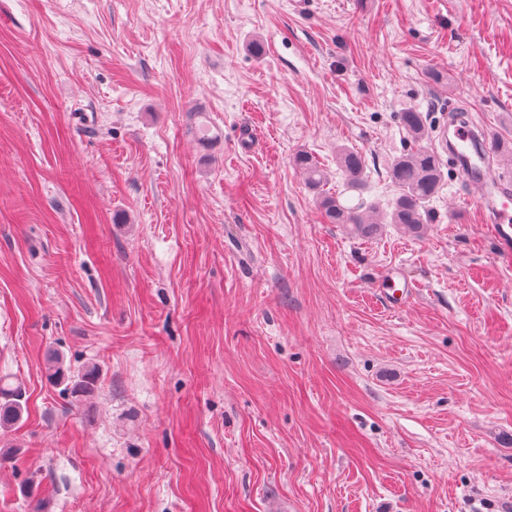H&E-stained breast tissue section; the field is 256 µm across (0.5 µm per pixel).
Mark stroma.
I'll use <instances>...</instances> for the list:
<instances>
[{
	"instance_id": "35a3bbf8",
	"label": "stroma",
	"mask_w": 512,
	"mask_h": 512,
	"mask_svg": "<svg viewBox=\"0 0 512 512\" xmlns=\"http://www.w3.org/2000/svg\"><path fill=\"white\" fill-rule=\"evenodd\" d=\"M460 107L512 130V0H0V512H512L473 188L444 163L421 236L363 238L293 164L335 191L357 149L389 203L399 113ZM24 393L0 378V429L6 430L15 425L23 414Z\"/></svg>"
}]
</instances>
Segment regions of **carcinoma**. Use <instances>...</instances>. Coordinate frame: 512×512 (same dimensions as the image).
<instances>
[{
    "mask_svg": "<svg viewBox=\"0 0 512 512\" xmlns=\"http://www.w3.org/2000/svg\"><path fill=\"white\" fill-rule=\"evenodd\" d=\"M399 121L411 143L409 149L395 158L388 177L397 187L390 210L380 211L376 205L358 197L355 204L341 201V194L326 190L328 178L325 170L308 153L301 151L293 157L294 165L305 174L308 187L317 194L319 207L330 224H340L350 233L370 237L380 225L395 224L414 233L423 231L432 223L430 202L439 193L443 174L440 157L423 141L428 137V122L423 113L408 109L399 114ZM494 155L500 161L512 165V138L503 135L494 141ZM336 164L343 176L344 190L362 193L366 184V164L361 153L341 147L336 151ZM95 369L81 373L68 390L79 397L94 390ZM24 393L18 386L0 380V429L15 425L23 414Z\"/></svg>",
    "mask_w": 512,
    "mask_h": 512,
    "instance_id": "obj_1",
    "label": "carcinoma"
}]
</instances>
